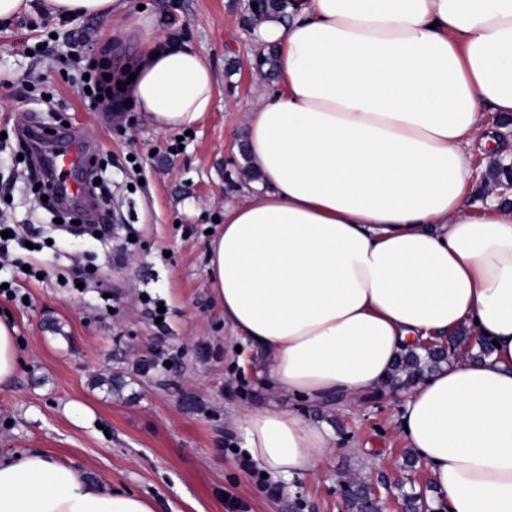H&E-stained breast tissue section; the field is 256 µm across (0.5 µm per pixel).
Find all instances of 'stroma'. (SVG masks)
<instances>
[{
    "instance_id": "35a3bbf8",
    "label": "stroma",
    "mask_w": 512,
    "mask_h": 512,
    "mask_svg": "<svg viewBox=\"0 0 512 512\" xmlns=\"http://www.w3.org/2000/svg\"><path fill=\"white\" fill-rule=\"evenodd\" d=\"M122 14L56 22L21 16L0 27V222L23 226L12 246L19 296L0 297V318L17 329L21 363L0 386V457L35 449L83 468L105 484L150 498L155 512H350L346 480L387 485L381 512H402V493L437 505L429 468L406 467L401 404L380 389L345 409L315 405L271 387L261 351L224 322L207 274L208 233L225 202L251 180L240 152L244 114L268 79L251 62L247 0H125ZM160 34L184 37L216 78L212 112L192 134L161 132L137 110L101 115L82 95L66 54L69 35L84 56L111 46L135 60L122 31L139 10ZM54 97L55 112L37 104ZM52 124L107 160L102 177L122 223L98 237L56 222L30 190L22 131ZM32 266V278L17 264ZM162 299L167 327L143 312L142 293ZM170 365L160 366L159 356ZM274 406L328 421L336 450L318 476L300 474L270 493L261 468L243 470L237 417Z\"/></svg>"
}]
</instances>
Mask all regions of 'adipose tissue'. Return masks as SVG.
<instances>
[{"instance_id": "adipose-tissue-1", "label": "adipose tissue", "mask_w": 512, "mask_h": 512, "mask_svg": "<svg viewBox=\"0 0 512 512\" xmlns=\"http://www.w3.org/2000/svg\"><path fill=\"white\" fill-rule=\"evenodd\" d=\"M251 33L279 81L246 115L259 182L224 206L207 247L224 321L271 385L349 404L416 337L496 340L399 390L405 444L448 512H512V198L473 200L476 139L512 117V0H292ZM125 30L142 51L127 93L160 131L215 102L208 61ZM244 457L289 480L336 447L332 428L267 407L236 421ZM0 512H154L40 450L0 458Z\"/></svg>"}]
</instances>
